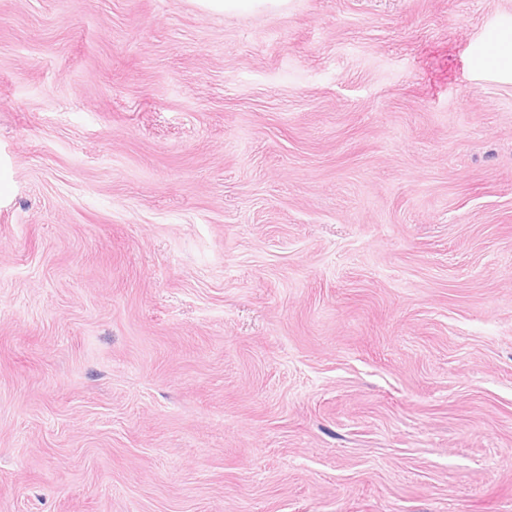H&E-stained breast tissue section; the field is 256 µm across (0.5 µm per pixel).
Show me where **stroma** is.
<instances>
[{
	"label": "stroma",
	"mask_w": 512,
	"mask_h": 512,
	"mask_svg": "<svg viewBox=\"0 0 512 512\" xmlns=\"http://www.w3.org/2000/svg\"><path fill=\"white\" fill-rule=\"evenodd\" d=\"M512 0H0V512H512ZM204 11L231 12L240 9L261 10L265 12L280 11L287 0H195ZM475 60L480 68L512 71V32L493 37L482 51L475 53Z\"/></svg>",
	"instance_id": "obj_1"
}]
</instances>
